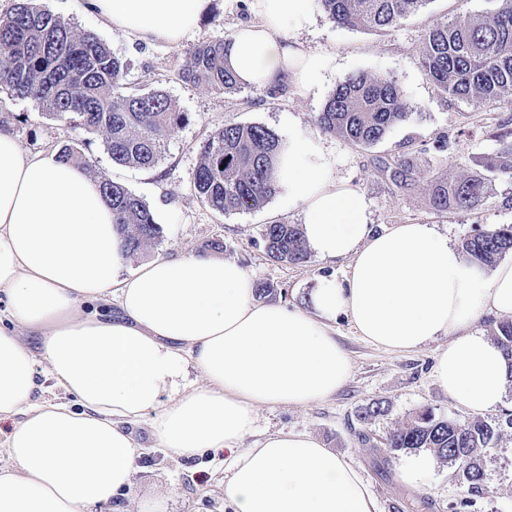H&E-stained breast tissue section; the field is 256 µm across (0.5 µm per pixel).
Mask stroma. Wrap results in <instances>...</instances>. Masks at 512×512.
Returning <instances> with one entry per match:
<instances>
[{
  "label": "stroma",
  "instance_id": "1",
  "mask_svg": "<svg viewBox=\"0 0 512 512\" xmlns=\"http://www.w3.org/2000/svg\"><path fill=\"white\" fill-rule=\"evenodd\" d=\"M251 2L211 0L196 31L172 45L133 41L112 32L87 10L86 0H36L37 5L70 23L76 33L94 34L127 61V89L160 91L181 114L161 161L154 168L141 169L113 163L101 134L47 117L35 102L0 91V126L13 132L24 151L37 153L75 145L91 158L93 177L126 186L149 206L162 236L127 257L126 270L159 256L205 254L209 243L220 239L224 242L221 258L239 262L257 282L268 285V292L258 295V302L288 308L306 307L318 278L340 277L347 272L349 261L345 258L329 260L313 255L307 263L294 265L267 256L262 237L265 225L303 221L301 207L289 202L286 192H278L259 208L230 215L215 212L200 200L193 179L201 146L229 119L265 125L284 140L301 135L316 143L330 157L333 177L349 183L363 198L374 231L382 232L396 224H431L458 246L476 227L512 224V181L504 178L493 180L488 194L474 209H434L433 179L453 181L477 172L479 160L497 148L492 131L501 112L443 93L418 60L423 35L436 19L445 16L452 22L467 21L492 10L494 0H429L416 14L383 30L340 26L317 2L310 21L290 31L320 62L319 85L304 96L289 83L273 97L245 87L229 95L183 78L180 68L185 52L232 35L240 22L251 19ZM359 71L393 75L408 112L405 121L369 148L322 132L315 123L336 85ZM439 140L445 141L444 149H436ZM401 158L413 164L405 189L376 171L379 161ZM335 328L351 359L349 381L332 398L306 407H259L257 433L294 430L312 434L359 471L377 500L379 512H449L463 492L447 463L433 459L425 483L410 487L399 481L398 472L411 461V454L387 456L377 449L386 435L409 424L426 408L460 422L469 420V413L451 403L434 375L436 356L447 346V339L417 352L397 354L361 339L346 317H339ZM373 401L383 402L384 415L360 423L359 409ZM507 410H512V385L506 386L501 407L483 415L485 421L501 426L483 458L487 492L461 512H512V428L501 423ZM362 431L371 436L372 445L359 443ZM135 432L143 448L142 469L122 498V505L164 495L168 512H232L224 502L220 459L209 455L192 461L176 459L154 446L147 423H140Z\"/></svg>",
  "mask_w": 512,
  "mask_h": 512
}]
</instances>
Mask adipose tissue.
Returning <instances> with one entry per match:
<instances>
[{
  "label": "adipose tissue",
  "instance_id": "1",
  "mask_svg": "<svg viewBox=\"0 0 512 512\" xmlns=\"http://www.w3.org/2000/svg\"><path fill=\"white\" fill-rule=\"evenodd\" d=\"M210 2L89 5L129 39L176 44ZM312 8L253 0L257 20L236 29L226 55L243 83L312 88L318 60L288 34ZM278 174L308 247L350 261L343 279H318L305 309L256 302L253 274L205 254L158 257L119 278L126 255L99 180L57 152L26 153L0 128V421L13 422L0 444V512H110L139 470L131 427L143 420L173 457L223 453L234 512H378L358 471L307 433L241 445L257 407L306 406L345 385L340 315L389 352L447 338L435 378L449 400L476 414L502 403V352L473 324L512 314V263L486 272L431 224L373 231L364 200L310 140L289 141ZM42 373L66 402L38 400Z\"/></svg>",
  "mask_w": 512,
  "mask_h": 512
}]
</instances>
